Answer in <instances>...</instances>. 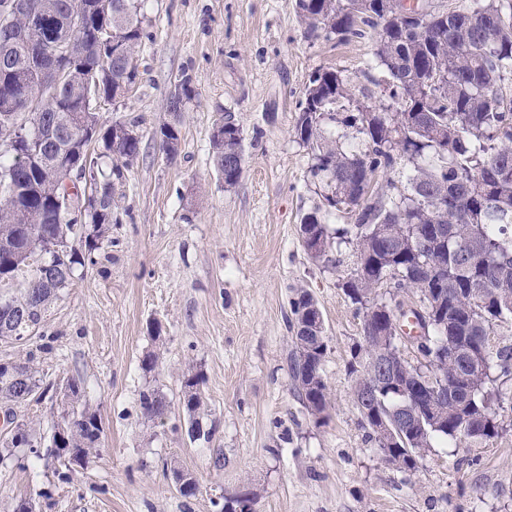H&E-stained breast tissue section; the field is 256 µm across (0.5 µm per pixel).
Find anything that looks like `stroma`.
I'll list each match as a JSON object with an SVG mask.
<instances>
[{"label": "stroma", "instance_id": "1", "mask_svg": "<svg viewBox=\"0 0 512 512\" xmlns=\"http://www.w3.org/2000/svg\"><path fill=\"white\" fill-rule=\"evenodd\" d=\"M138 78L102 108L104 121H140L138 158L114 185L112 224L95 262L77 267L38 334L0 341V360L35 351L54 390L19 405L18 421L42 436L60 418L59 393L81 378L83 401L102 420L97 455L71 483L25 449L0 462V512L29 499L38 512H216L249 484L257 512H512V405L494 439L456 447L437 440L417 469L382 461L358 424L349 363L362 318L345 295L349 246L338 265L311 259L299 242L303 216L323 204L311 150L294 136L311 75L356 77L373 40L308 36L296 0H142ZM194 94L181 115L180 148L167 159L156 132L169 122L168 93L181 74ZM244 135L239 182L225 187L210 137L225 114ZM310 293L324 319L331 406L316 420L293 388L289 300ZM160 323V338L147 325ZM48 349H41L42 337ZM159 354L154 372L140 368ZM203 372V437L188 434L182 379ZM158 389L165 421L141 417L139 393ZM223 454L224 465L212 464ZM195 476L186 499L164 466Z\"/></svg>", "mask_w": 512, "mask_h": 512}]
</instances>
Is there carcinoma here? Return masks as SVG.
Masks as SVG:
<instances>
[{
	"label": "carcinoma",
	"mask_w": 512,
	"mask_h": 512,
	"mask_svg": "<svg viewBox=\"0 0 512 512\" xmlns=\"http://www.w3.org/2000/svg\"><path fill=\"white\" fill-rule=\"evenodd\" d=\"M51 27L37 38L0 25V122L37 99L26 132L40 130L43 153L79 166L91 182L86 222L65 221L55 205L63 172L33 162L23 166L35 143L18 135L0 141V279L17 276L19 294L0 293V340L26 342L50 305L71 282L77 265L94 263L100 240L112 224L114 181L124 177L141 150L139 121H101L102 105L123 96L138 77L142 43L141 0H37ZM307 33L323 30L342 42L370 33L372 58L363 72L367 84L341 71L321 69L310 78L296 117L294 134L310 148L313 178L324 184L325 214L302 221L307 248L316 241V261L330 262L331 239L351 247L353 271L342 288L362 316V332L388 329L406 313L421 286L443 296L442 311L427 323L422 359L411 369L405 396L386 376L382 350L357 348L350 364L359 425L368 430L381 457H407L417 468L422 450L446 439L458 447L490 440L501 424L495 404L503 392L493 387L512 380V348L494 347L496 326L512 322V0H468L430 11H405L400 0H297ZM86 15L71 32L68 15ZM58 39L68 50L57 57L64 88L51 100L42 96L43 57ZM169 92L168 110L179 116L192 99V78L184 74ZM386 86L383 99L369 85ZM220 122L228 136H211L213 164L225 187L235 186L245 161L242 130L228 114ZM157 135L167 151L179 141L177 123ZM112 166L104 170L101 159ZM398 173L406 184L381 176ZM346 214L351 223L330 234L326 215ZM40 255L47 269L29 259ZM389 299L379 298L384 284ZM475 295L480 302L471 301ZM305 291L290 301L294 316L291 374L297 398L316 419L330 408L324 376L328 337L308 309ZM33 356L0 367V406H16L49 392L37 379ZM200 372L182 380V408L189 436L203 433ZM67 409L53 425L49 444L16 422L0 444V459L26 448L58 464L57 479L71 482L87 468L103 433L96 412L82 404L79 379L67 381ZM141 413L163 420L168 403L157 390L140 393ZM387 422L398 433L387 449L377 443V427ZM172 479L185 499L198 483L182 469Z\"/></svg>",
	"instance_id": "carcinoma-1"
}]
</instances>
